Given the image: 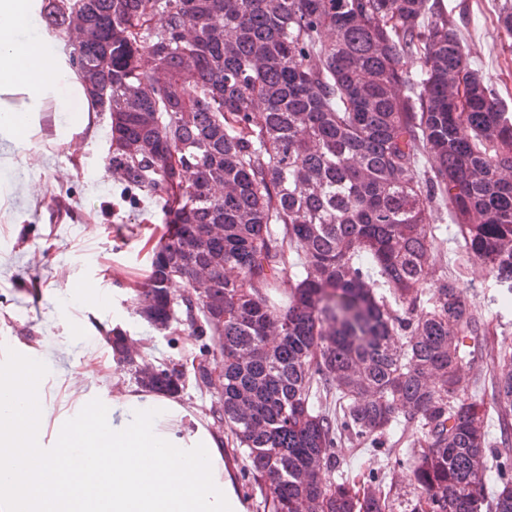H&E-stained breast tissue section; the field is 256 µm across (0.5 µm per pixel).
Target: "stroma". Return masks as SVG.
Masks as SVG:
<instances>
[{
    "instance_id": "1",
    "label": "stroma",
    "mask_w": 512,
    "mask_h": 512,
    "mask_svg": "<svg viewBox=\"0 0 512 512\" xmlns=\"http://www.w3.org/2000/svg\"><path fill=\"white\" fill-rule=\"evenodd\" d=\"M430 2L456 25L472 67L512 114V35L499 22L505 0ZM62 122L61 114L45 112L26 144L0 139V339L52 348L47 402L55 416L68 406L70 379L88 367L104 375L95 384L100 395L134 386L129 368L114 361L113 327L139 343L142 364L212 359L182 326L160 330L134 311L130 290L145 281L147 243L159 239L164 226L154 201L120 202L123 185L107 164L108 113L90 112L88 123L68 138L57 134ZM435 223L446 242L435 252L431 271L460 279L481 315L488 355L474 372L490 381L500 354L512 353V310L496 312L492 299L500 287L484 266L462 258L449 212L436 213ZM80 290L106 297V305L71 304L72 293ZM409 446L405 440L376 450L340 448L342 469L364 481L379 475L394 512H410L417 492L402 463Z\"/></svg>"
}]
</instances>
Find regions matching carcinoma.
Wrapping results in <instances>:
<instances>
[{
	"mask_svg": "<svg viewBox=\"0 0 512 512\" xmlns=\"http://www.w3.org/2000/svg\"><path fill=\"white\" fill-rule=\"evenodd\" d=\"M110 114L108 167L160 204L140 314L191 336L224 312V419L270 512H390L338 449L412 429V512H512V357L490 409L465 287L432 278L452 206L466 254L512 304V117L426 0H43ZM421 61L410 74L406 60ZM224 235L195 253V232ZM190 264L207 300L170 298ZM177 393L162 368L137 379ZM332 477L322 480V472Z\"/></svg>",
	"mask_w": 512,
	"mask_h": 512,
	"instance_id": "carcinoma-1",
	"label": "carcinoma"
}]
</instances>
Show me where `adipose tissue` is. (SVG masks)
Instances as JSON below:
<instances>
[{
	"instance_id": "1",
	"label": "adipose tissue",
	"mask_w": 512,
	"mask_h": 512,
	"mask_svg": "<svg viewBox=\"0 0 512 512\" xmlns=\"http://www.w3.org/2000/svg\"><path fill=\"white\" fill-rule=\"evenodd\" d=\"M40 0H0V135L23 143L46 107L85 125L84 92L64 45L40 25ZM50 419L36 350L0 358V512H249L223 433L176 395L135 388Z\"/></svg>"
}]
</instances>
